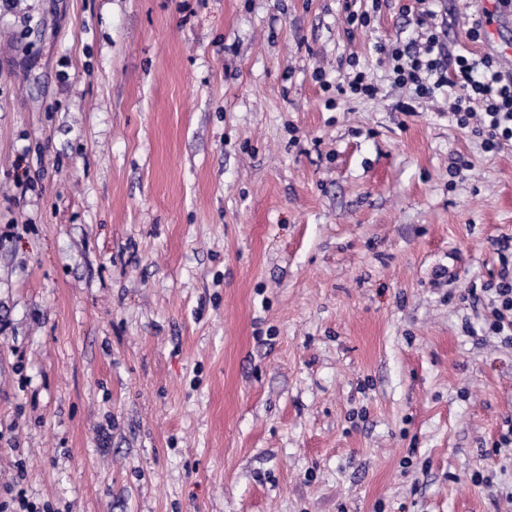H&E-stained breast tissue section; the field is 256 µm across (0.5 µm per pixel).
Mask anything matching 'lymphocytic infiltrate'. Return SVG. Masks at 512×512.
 <instances>
[{"label":"lymphocytic infiltrate","instance_id":"lymphocytic-infiltrate-1","mask_svg":"<svg viewBox=\"0 0 512 512\" xmlns=\"http://www.w3.org/2000/svg\"><path fill=\"white\" fill-rule=\"evenodd\" d=\"M432 0H416V36L409 42L378 43L395 86L408 88L420 100L447 93L448 119L481 139L485 151L512 145V76L498 69L492 57L451 54L437 30ZM488 301L489 330L512 337V269L501 268Z\"/></svg>","mask_w":512,"mask_h":512}]
</instances>
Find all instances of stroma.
Segmentation results:
<instances>
[{"label":"stroma","mask_w":512,"mask_h":512,"mask_svg":"<svg viewBox=\"0 0 512 512\" xmlns=\"http://www.w3.org/2000/svg\"><path fill=\"white\" fill-rule=\"evenodd\" d=\"M409 2L0 11V512H512V342L467 298L512 146L387 80ZM496 6L438 9L507 74L512 23L464 21ZM352 56L379 91L326 109Z\"/></svg>","instance_id":"obj_1"}]
</instances>
